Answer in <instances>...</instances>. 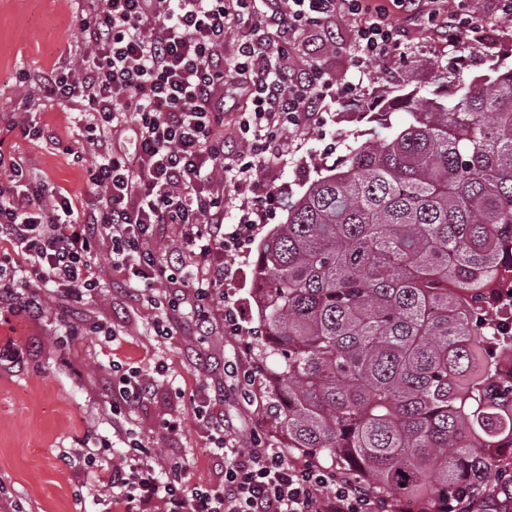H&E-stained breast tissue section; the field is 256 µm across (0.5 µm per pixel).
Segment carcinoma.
Instances as JSON below:
<instances>
[{"label":"carcinoma","instance_id":"1","mask_svg":"<svg viewBox=\"0 0 512 512\" xmlns=\"http://www.w3.org/2000/svg\"><path fill=\"white\" fill-rule=\"evenodd\" d=\"M456 99H386L412 121L349 149L263 241L265 384L288 447L328 455L420 512L512 488V379L482 288L512 266V67Z\"/></svg>","mask_w":512,"mask_h":512}]
</instances>
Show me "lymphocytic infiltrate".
I'll list each match as a JSON object with an SVG mask.
<instances>
[{
    "instance_id": "1",
    "label": "lymphocytic infiltrate",
    "mask_w": 512,
    "mask_h": 512,
    "mask_svg": "<svg viewBox=\"0 0 512 512\" xmlns=\"http://www.w3.org/2000/svg\"><path fill=\"white\" fill-rule=\"evenodd\" d=\"M405 19L427 20L450 44L481 40L480 24L465 0H393ZM353 22L357 63L384 61L400 44V29L368 0H90L77 26L88 47L80 62L41 80L46 97L83 112L86 127L103 142L133 132V153L103 152L90 171L89 192L108 207L78 211L71 198L32 177L0 153V309L40 320L39 294L20 298L19 283L58 288L74 302L96 294L102 278L95 258L106 248L136 298L160 314L154 332L172 338L186 312L195 331L240 335L234 307L214 321L208 307L224 283V258L255 239L269 208L288 193L263 176L286 164L288 131L317 123L326 100L346 93L323 65L296 66L295 41L338 14ZM241 39L224 56L229 30ZM250 101L239 122L241 149L225 145L218 128L225 89ZM241 203L224 218V190ZM170 247H162V240ZM154 373L132 369L112 386V435L124 444L120 461L97 470L107 480L94 489L103 512H389L359 481L251 435L242 441L232 422L214 410L223 384L206 389L195 407L209 435L223 478L186 489V471L174 457L155 463L127 407L148 401Z\"/></svg>"
}]
</instances>
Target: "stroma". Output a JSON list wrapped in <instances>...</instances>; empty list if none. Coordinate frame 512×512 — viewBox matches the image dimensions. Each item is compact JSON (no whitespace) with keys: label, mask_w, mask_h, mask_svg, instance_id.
Returning <instances> with one entry per match:
<instances>
[{"label":"stroma","mask_w":512,"mask_h":512,"mask_svg":"<svg viewBox=\"0 0 512 512\" xmlns=\"http://www.w3.org/2000/svg\"><path fill=\"white\" fill-rule=\"evenodd\" d=\"M83 6V0H0V152L20 159L31 175L61 188L80 208L95 202L88 192V169L98 148L87 141L84 117L46 98L38 82L41 73L80 60L83 46L75 17ZM469 8L489 34L473 48L450 46L427 28L410 25L389 58L360 69L354 62L352 21L345 15L330 25L333 42L316 38L311 45H297L296 65H305L309 53H316L337 87L354 84L358 93L326 103L321 123L289 133L288 164L278 181L290 197L303 194L348 144L374 132L383 138L407 125L404 112L392 113L385 130H374L368 121L353 122L354 113L377 112L385 93L413 90L430 97L438 90V73H448L453 89L486 73L492 64L512 65V18L495 12L490 0H470ZM25 121L44 128L45 137H23L20 126ZM97 261L104 286L83 304L72 305L55 288L43 286L41 320L0 314V348L24 353L19 366H0V512H94L84 483L86 462L69 465L62 455L85 439L90 447L105 448L109 457H121L122 445L110 443L106 380L114 361L148 372L164 362L156 397L128 414L144 438L155 441L157 455L182 457L188 486L209 485L219 478L209 441L194 421L192 397L223 377L224 363L242 371L257 365L248 349L265 334L254 305L256 245L229 258L232 272L211 305L217 317L224 305L238 308L243 326L238 336H194L187 330L171 339L155 336V310L122 294L125 277L110 269L106 255H98ZM83 320L116 322V340L80 332ZM223 379L228 390L218 411L242 423L244 430L286 446L287 436L268 407L263 379H256L246 392L233 378ZM175 417L182 419V431L163 437V421Z\"/></svg>","instance_id":"35a3bbf8"}]
</instances>
